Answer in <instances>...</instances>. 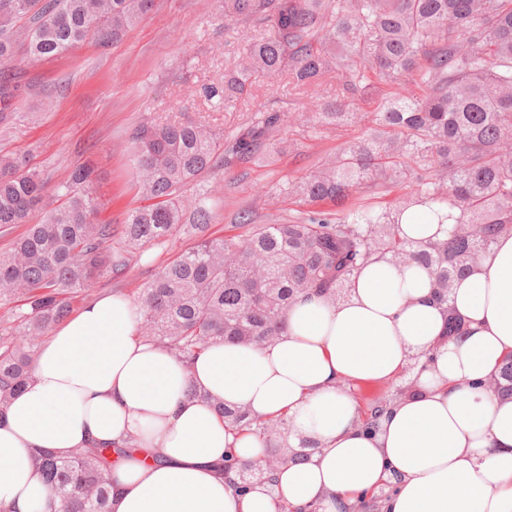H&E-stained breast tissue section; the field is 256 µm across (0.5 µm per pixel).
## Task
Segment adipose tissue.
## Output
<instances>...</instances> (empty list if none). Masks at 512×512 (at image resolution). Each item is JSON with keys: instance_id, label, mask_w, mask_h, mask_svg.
Masks as SVG:
<instances>
[{"instance_id": "ef3b65f1", "label": "adipose tissue", "mask_w": 512, "mask_h": 512, "mask_svg": "<svg viewBox=\"0 0 512 512\" xmlns=\"http://www.w3.org/2000/svg\"><path fill=\"white\" fill-rule=\"evenodd\" d=\"M140 308L105 296L41 345L32 379L0 419V507L51 512L34 451L65 454L139 439L112 469L109 512H347L394 486L381 512H512V389L485 383L512 361V234L452 291L431 298L428 272L372 260L336 303L300 299L265 349L212 343L192 369L138 335ZM463 322L449 336L448 319ZM413 376L370 421L355 389ZM196 396H187V388ZM262 420L288 417L319 447L275 485L235 492L219 472L263 458L257 435L226 426L216 403Z\"/></svg>"}]
</instances>
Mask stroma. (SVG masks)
Listing matches in <instances>:
<instances>
[{
    "label": "stroma",
    "instance_id": "35a3bbf8",
    "mask_svg": "<svg viewBox=\"0 0 512 512\" xmlns=\"http://www.w3.org/2000/svg\"><path fill=\"white\" fill-rule=\"evenodd\" d=\"M249 28L227 25L223 0H155L146 17L119 41L99 46L87 40L75 50L44 60H20L14 70L19 91L12 109L18 117L0 127V149L25 157L40 173L52 204L56 187L75 166L94 170L102 207L98 220L123 223L146 201L139 191L131 134L144 119L167 112L212 114L225 131L243 123L248 110L300 111L307 99L289 91L286 80L258 77L250 97L234 108H218L198 94L201 84L224 79V65L250 37ZM349 127L312 137L301 127L284 126L286 149L261 161L220 168L208 200L215 215L212 230L229 234L239 211L247 209L257 224L294 216L303 206L289 201L266 206L261 190L310 174L342 143L360 136ZM194 242L180 234L134 259L125 274L98 284L94 295L136 297L157 268Z\"/></svg>",
    "mask_w": 512,
    "mask_h": 512
}]
</instances>
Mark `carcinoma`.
I'll return each mask as SVG.
<instances>
[{
	"label": "carcinoma",
	"instance_id": "1",
	"mask_svg": "<svg viewBox=\"0 0 512 512\" xmlns=\"http://www.w3.org/2000/svg\"><path fill=\"white\" fill-rule=\"evenodd\" d=\"M154 0H0V122L18 91L11 64L66 53L88 39L107 46L142 20ZM224 18L258 34L235 52L224 81L204 83L208 102L232 107L257 77L288 76V87L321 95L304 127L360 126L362 136L323 157L305 177L263 190L270 203H324L272 224L239 214L245 234L208 233L210 184L222 164L253 163L279 149L282 112L258 108L224 133L183 112L149 118L133 131V164L143 196L156 200L122 224L97 220L101 203L91 169L76 168L45 203L46 184L26 161L0 152V226L26 224L0 252V417L31 378L45 337L72 302L127 269L133 258L182 232L196 243L161 266L139 289V335L191 366L213 342L264 349L286 329L300 295L336 302L371 259L427 270L435 300L448 304L457 282L477 267L496 238L512 232V0H224ZM421 94L382 97L375 111L346 100L367 82ZM336 85V94L324 95ZM404 191L376 209L365 193ZM458 210L449 234L425 242L402 235L412 207ZM19 299L22 304L13 305ZM232 427L262 438L265 456L294 459L317 443L292 448L286 418L260 421L217 403ZM137 447L92 444L66 455L33 454L53 492L54 512H108L112 455ZM224 475L237 492L247 478L233 463Z\"/></svg>",
	"mask_w": 512,
	"mask_h": 512
}]
</instances>
